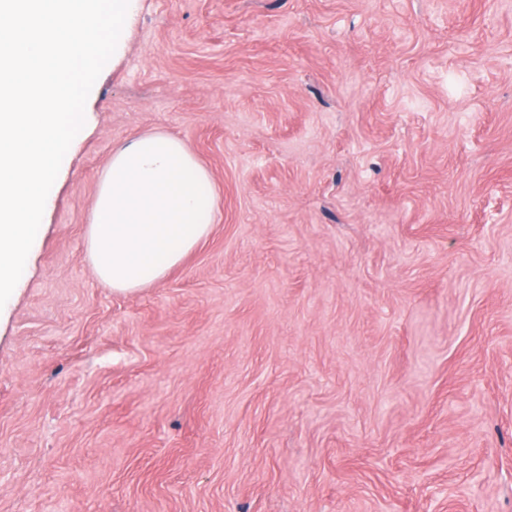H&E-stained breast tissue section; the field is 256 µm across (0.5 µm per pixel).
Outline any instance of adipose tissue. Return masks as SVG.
<instances>
[{
	"mask_svg": "<svg viewBox=\"0 0 512 512\" xmlns=\"http://www.w3.org/2000/svg\"><path fill=\"white\" fill-rule=\"evenodd\" d=\"M216 196L187 144L162 131L117 148L102 171L86 226L99 280L129 294L179 266L211 230Z\"/></svg>",
	"mask_w": 512,
	"mask_h": 512,
	"instance_id": "adipose-tissue-1",
	"label": "adipose tissue"
}]
</instances>
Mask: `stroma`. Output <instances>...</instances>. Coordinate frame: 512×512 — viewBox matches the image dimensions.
Listing matches in <instances>:
<instances>
[{
  "label": "stroma",
  "instance_id": "obj_1",
  "mask_svg": "<svg viewBox=\"0 0 512 512\" xmlns=\"http://www.w3.org/2000/svg\"><path fill=\"white\" fill-rule=\"evenodd\" d=\"M85 110L0 308V512H512V0H133ZM152 130L216 218L119 294L85 229Z\"/></svg>",
  "mask_w": 512,
  "mask_h": 512
}]
</instances>
